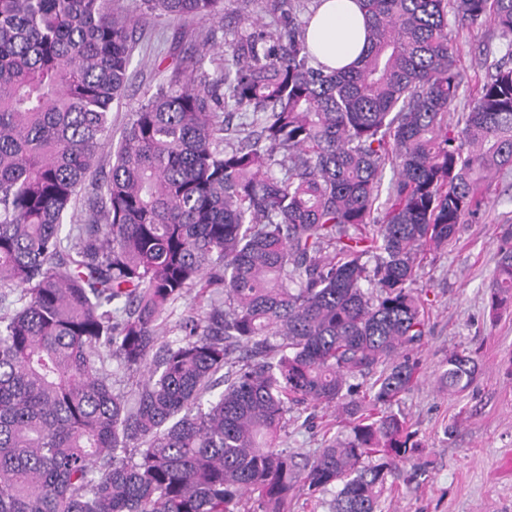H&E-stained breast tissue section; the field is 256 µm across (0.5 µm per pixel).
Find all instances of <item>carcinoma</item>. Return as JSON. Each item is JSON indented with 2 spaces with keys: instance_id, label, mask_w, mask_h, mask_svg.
<instances>
[{
  "instance_id": "1",
  "label": "carcinoma",
  "mask_w": 512,
  "mask_h": 512,
  "mask_svg": "<svg viewBox=\"0 0 512 512\" xmlns=\"http://www.w3.org/2000/svg\"><path fill=\"white\" fill-rule=\"evenodd\" d=\"M133 2L0 0V512H294L300 492L381 512L418 447L392 410L427 336L417 257L512 169V0H363L350 71L313 63L309 0H263L277 29L206 70L209 28L100 174L134 25L224 8ZM486 23L505 54L452 125L448 28ZM226 105L253 116L233 138ZM496 255L492 315L512 300V224ZM192 292L206 308L161 340ZM473 374L453 353L441 381L463 392ZM330 404L346 434L301 466L287 415Z\"/></svg>"
}]
</instances>
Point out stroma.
Segmentation results:
<instances>
[{
  "label": "stroma",
  "instance_id": "obj_1",
  "mask_svg": "<svg viewBox=\"0 0 512 512\" xmlns=\"http://www.w3.org/2000/svg\"><path fill=\"white\" fill-rule=\"evenodd\" d=\"M269 26L272 15L259 5L224 0L217 50L227 48L248 18ZM128 81L112 108V139L97 167L109 170L122 128L131 112L166 81L192 45L180 22L149 17L136 27ZM502 41L489 25L463 32L458 66L466 79L448 114L456 122L487 79L480 53ZM512 224V170L496 174L478 220L461 224L456 240L428 251L417 266L415 286L426 302L429 333L414 350L420 363L417 384L395 404L420 445L412 480L395 479L381 499L382 512H512V306L489 313V284L496 264L498 225ZM475 360V375L463 393L439 381L449 354ZM335 408H316L313 427L289 416L285 445L299 459L313 456L327 431H339Z\"/></svg>",
  "mask_w": 512,
  "mask_h": 512
}]
</instances>
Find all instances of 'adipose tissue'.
<instances>
[{
  "instance_id": "obj_1",
  "label": "adipose tissue",
  "mask_w": 512,
  "mask_h": 512,
  "mask_svg": "<svg viewBox=\"0 0 512 512\" xmlns=\"http://www.w3.org/2000/svg\"><path fill=\"white\" fill-rule=\"evenodd\" d=\"M308 45L320 65H357L366 47L365 18L357 0H322L308 29Z\"/></svg>"
}]
</instances>
